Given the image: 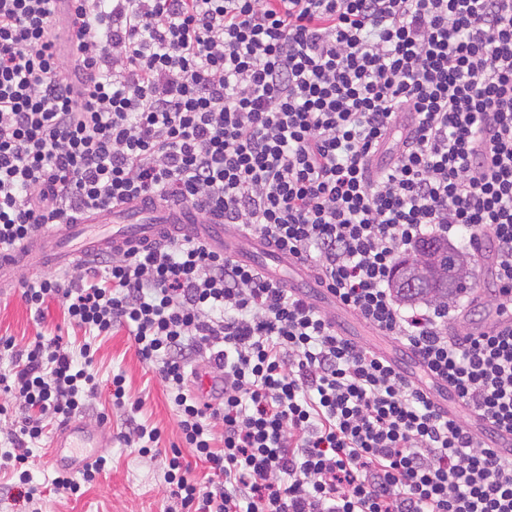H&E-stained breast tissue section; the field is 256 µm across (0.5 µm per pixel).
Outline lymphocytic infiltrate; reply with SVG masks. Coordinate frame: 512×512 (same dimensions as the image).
Wrapping results in <instances>:
<instances>
[{
    "label": "lymphocytic infiltrate",
    "mask_w": 512,
    "mask_h": 512,
    "mask_svg": "<svg viewBox=\"0 0 512 512\" xmlns=\"http://www.w3.org/2000/svg\"><path fill=\"white\" fill-rule=\"evenodd\" d=\"M0 0V249L45 224L145 195L222 216L311 267L337 303L416 356L467 413L512 433V322L465 327L402 301L394 270L422 241L495 244L491 303L512 312V0ZM88 336L127 328L172 402L182 448L165 481L181 512H512V457L479 444L383 355L305 295L185 236L21 284ZM460 323L449 335V322ZM0 393L25 410L0 454L37 504L30 444L81 413L95 352L56 334ZM202 360L224 377L207 408ZM123 375L125 439L158 454ZM207 464L206 483L182 462ZM70 0H57L59 5L60 17L63 20V24L56 27V49L64 56H69L76 40L75 31L65 23L69 16L71 4Z\"/></svg>",
    "instance_id": "obj_1"
}]
</instances>
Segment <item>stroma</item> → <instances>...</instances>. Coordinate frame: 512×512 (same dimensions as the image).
I'll use <instances>...</instances> for the list:
<instances>
[{"mask_svg":"<svg viewBox=\"0 0 512 512\" xmlns=\"http://www.w3.org/2000/svg\"><path fill=\"white\" fill-rule=\"evenodd\" d=\"M41 332L59 333L75 347L84 341L82 332L65 321L59 302L50 303L47 319L41 324L22 301L19 291L0 292V337L14 339L22 349ZM94 343L97 352L93 368L99 387L97 393L88 398L81 418L91 425L103 420L111 426L112 442L107 451L112 463L106 474L80 497L57 494L52 484L56 471L48 463L50 445L57 431L52 424L47 426L44 438L30 447L32 482L43 490L50 512H178L179 507L171 499L165 483L163 453L179 444L180 435L175 413L158 377L139 359L127 329L97 337ZM116 373L125 376L133 394L144 398L138 418L160 429L162 455L142 456L125 446L122 440L125 417L122 411L113 408L110 400L111 380Z\"/></svg>","mask_w":512,"mask_h":512,"instance_id":"stroma-1","label":"stroma"}]
</instances>
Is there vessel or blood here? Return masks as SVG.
<instances>
[{"mask_svg": "<svg viewBox=\"0 0 512 512\" xmlns=\"http://www.w3.org/2000/svg\"><path fill=\"white\" fill-rule=\"evenodd\" d=\"M188 235L209 247L247 264L260 265L269 277L288 269L289 285L308 281L310 271L292 258L274 251L265 240L243 238L224 224H201L193 208L184 205L158 206L138 198L123 205L82 215L73 224H51L41 228L12 252H0V288L12 281L13 273L34 259H46L60 266L73 267L97 256L121 253L138 245L162 243L166 239ZM197 381L211 404L224 395L221 378L198 367ZM470 428L477 440L499 452L512 455V435L492 431L479 418ZM112 440L108 424L88 425L80 419L68 421L54 436L49 462L61 470L79 471L96 458L100 448Z\"/></svg>", "mask_w": 512, "mask_h": 512, "instance_id": "b4317fda", "label": "vessel or blood"}]
</instances>
